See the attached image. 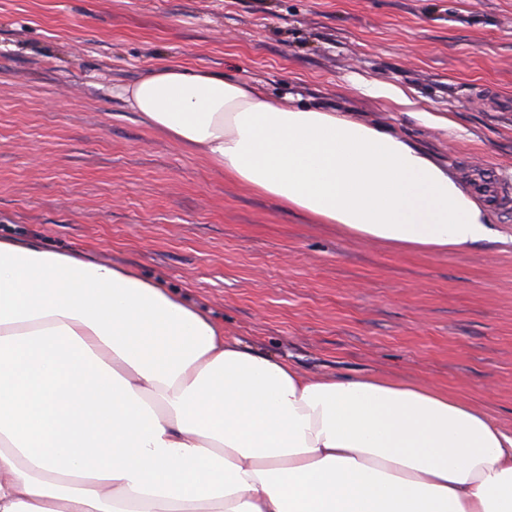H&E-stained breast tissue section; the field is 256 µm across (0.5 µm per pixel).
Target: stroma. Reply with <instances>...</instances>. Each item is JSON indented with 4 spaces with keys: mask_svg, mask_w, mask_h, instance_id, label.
<instances>
[{
    "mask_svg": "<svg viewBox=\"0 0 512 512\" xmlns=\"http://www.w3.org/2000/svg\"><path fill=\"white\" fill-rule=\"evenodd\" d=\"M159 64L387 125L459 177L512 169V0H0L1 239L127 266L309 377L442 387L512 427V242L397 250L225 180L118 95ZM362 93L368 94L376 98H386L398 105L404 107H412L414 103L408 99V97L398 88L390 86H359Z\"/></svg>",
    "mask_w": 512,
    "mask_h": 512,
    "instance_id": "obj_1",
    "label": "stroma"
}]
</instances>
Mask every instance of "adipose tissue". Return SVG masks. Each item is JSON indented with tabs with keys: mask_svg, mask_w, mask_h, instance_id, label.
<instances>
[{
	"mask_svg": "<svg viewBox=\"0 0 512 512\" xmlns=\"http://www.w3.org/2000/svg\"><path fill=\"white\" fill-rule=\"evenodd\" d=\"M122 94L225 179L350 237L507 240L392 128L186 65ZM0 512H512V428L440 387L307 377L128 267L0 239Z\"/></svg>",
	"mask_w": 512,
	"mask_h": 512,
	"instance_id": "1",
	"label": "adipose tissue"
}]
</instances>
